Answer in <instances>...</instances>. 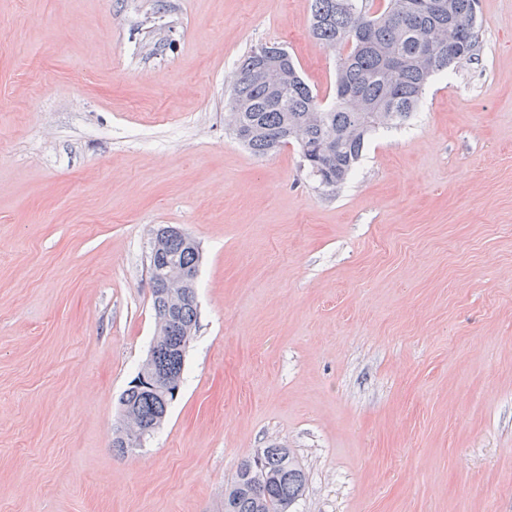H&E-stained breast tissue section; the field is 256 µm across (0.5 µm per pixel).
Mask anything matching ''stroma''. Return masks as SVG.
Instances as JSON below:
<instances>
[{
    "mask_svg": "<svg viewBox=\"0 0 512 512\" xmlns=\"http://www.w3.org/2000/svg\"><path fill=\"white\" fill-rule=\"evenodd\" d=\"M310 4L0 0V512H224L275 444L297 512H512V0L333 190L225 118L261 43L330 101ZM160 226L200 246L197 327L120 455ZM153 381V389H139L131 385L119 398L120 417L132 423L145 424L151 427V433L158 430L165 422L169 407L174 400L172 393L180 384L175 379L158 378ZM149 429L132 431L121 428L120 438L123 446L118 440L113 441L112 447L118 452L124 453L125 448L141 447L145 437L150 435ZM124 447V448H123Z\"/></svg>",
    "mask_w": 512,
    "mask_h": 512,
    "instance_id": "1",
    "label": "stroma"
}]
</instances>
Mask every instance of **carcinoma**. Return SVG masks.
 Segmentation results:
<instances>
[{"mask_svg": "<svg viewBox=\"0 0 512 512\" xmlns=\"http://www.w3.org/2000/svg\"><path fill=\"white\" fill-rule=\"evenodd\" d=\"M312 0L311 36L337 54L333 102L322 104L282 47L260 44L241 59L227 106L233 134L255 156L287 144L299 147L304 167L319 184L336 188L354 169L369 135L405 123L428 81L477 56V0ZM202 255L188 234L165 236L151 277L157 335L139 368L174 365L186 333L197 322L196 273ZM179 306L169 310V286ZM175 379L153 380L145 390L129 386L119 398L120 417L151 431L165 422ZM307 476L289 448L272 445L244 460L224 489V512H294Z\"/></svg>", "mask_w": 512, "mask_h": 512, "instance_id": "cac0c4a2", "label": "carcinoma"}]
</instances>
